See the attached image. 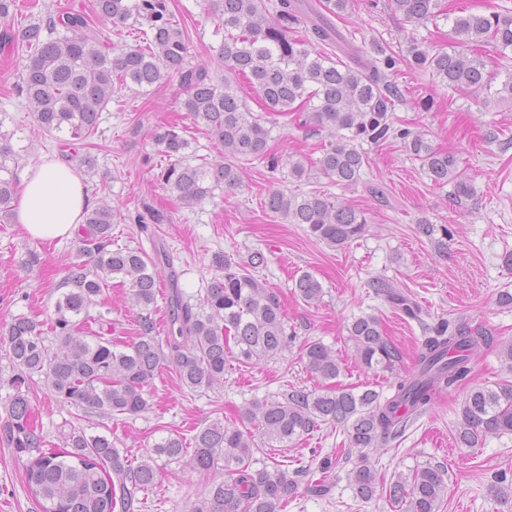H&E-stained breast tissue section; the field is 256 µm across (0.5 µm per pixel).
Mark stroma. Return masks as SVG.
Returning a JSON list of instances; mask_svg holds the SVG:
<instances>
[{
    "mask_svg": "<svg viewBox=\"0 0 512 512\" xmlns=\"http://www.w3.org/2000/svg\"><path fill=\"white\" fill-rule=\"evenodd\" d=\"M177 23L188 36L189 62L216 70L224 28L211 12L208 0H168ZM70 11L87 17L100 42L118 51L144 42L137 28L114 26L95 12V0H16L8 19H0V34L44 19L48 11ZM354 45L368 47L379 41L386 48L404 51L410 39L435 45L450 43V27L412 26L395 13L390 0H354V7L338 22ZM27 55L22 46L0 37V131L11 134L19 169L42 156L69 160L81 175L93 206L111 205L113 247L136 248L153 256L167 253L170 263L163 276H175L185 301L197 303L217 275L221 259L245 261L262 252L266 266L258 274L266 288L280 298L285 324L296 336L276 358L243 367L230 363L224 381L209 389L189 391L173 363L163 362L149 386L151 407L137 416L84 414L63 403L41 378L25 384L34 418L48 447H61L71 428L112 439L121 454L141 461L160 437L177 434L191 438L197 430L219 421L241 425L249 403L300 386L317 388L302 357L306 342L331 347L342 366L344 385L369 384L388 393L396 375L414 363L423 340L422 327L405 321L368 283L383 276L406 291L432 318L460 319L471 328L512 340V307L501 306L498 295L512 290V265L503 257L512 253V105L495 102L438 83L428 72L402 65L397 82L408 87V100L397 106L398 124L424 133L439 148L454 153L472 186L468 197H456L451 187L431 182L421 162L408 156L397 141L364 144L369 163L360 181L345 187L320 174L295 181L287 166L270 169L265 163L241 162L242 183L233 191L214 188L193 206L177 201L163 186L161 169L167 158L154 140L158 126L178 124L188 146L190 162L210 163L224 157L223 145L196 127L183 107L179 78L152 88H124L115 92L100 114L96 134L88 144L63 145L36 125L26 101L17 93ZM433 98L429 111L420 100ZM326 140L313 126L277 124L270 149L285 156L320 157ZM276 189L305 193L320 191L363 211L368 225L348 245L332 248L309 237L302 225L285 223L262 207ZM429 219L433 236L421 230ZM39 260L31 264L28 252ZM78 241L30 238L13 217H0V323L25 315L49 324L59 286L77 260ZM310 272L322 284L324 295L307 305L293 290L294 279ZM91 316H104L113 338L136 337L142 312L127 287L113 284ZM375 314L386 335L403 352L395 373L365 372L347 336L354 317ZM493 347L472 355L471 373L461 385L438 391L427 413L405 434L371 449L378 488L373 500L356 498L346 479L357 457L349 448L342 427L320 425L294 448L275 454L285 471L308 468L318 472L325 459H333L322 496L299 489L285 512H392L388 488L397 473L430 466L445 474L447 493L440 512H512V501H498L492 486L498 475L512 478V434L492 435L476 448L461 447L455 438L460 409L475 387H493L511 379ZM157 484L142 494L140 512H191L206 483L203 474L186 462L159 458ZM11 449L0 442V512H38Z\"/></svg>",
    "mask_w": 512,
    "mask_h": 512,
    "instance_id": "35a3bbf8",
    "label": "stroma"
}]
</instances>
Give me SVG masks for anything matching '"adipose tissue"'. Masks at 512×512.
Listing matches in <instances>:
<instances>
[{
	"label": "adipose tissue",
	"mask_w": 512,
	"mask_h": 512,
	"mask_svg": "<svg viewBox=\"0 0 512 512\" xmlns=\"http://www.w3.org/2000/svg\"><path fill=\"white\" fill-rule=\"evenodd\" d=\"M23 182L14 204L15 221L35 239L71 236L90 207L80 174L44 156L25 169Z\"/></svg>",
	"instance_id": "obj_1"
}]
</instances>
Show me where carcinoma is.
Here are the masks:
<instances>
[{"label":"carcinoma","mask_w":512,"mask_h":512,"mask_svg":"<svg viewBox=\"0 0 512 512\" xmlns=\"http://www.w3.org/2000/svg\"><path fill=\"white\" fill-rule=\"evenodd\" d=\"M390 2L392 10L414 26L449 23L452 49H430L412 39L404 54L379 45L370 52L355 50L324 18L311 22L305 35H291L299 22L300 0H215L224 26V43L217 54L224 77L218 78L204 66L189 65L185 34L166 0H96L97 13L115 26L148 24L147 47L112 54L99 45L84 16L50 14L13 34L14 41L30 49L18 94L46 134L71 143L95 133L115 86L143 89L179 76L186 92L184 107L193 123L224 145V162L193 165L183 153L187 142L176 130L156 133V142L169 157L161 174L164 186L186 206L215 186L239 187L237 161L260 160L272 167L282 163L270 152L271 127L279 116L303 112L319 130L328 132L330 141L313 162L289 157L291 176L300 180L315 170L338 185L353 186L368 164L362 144L398 140L421 161L434 184L451 183L456 196L468 197L472 187L455 154L439 149L422 133L394 125L396 107L406 100V90L394 76L400 64L409 63L448 88L473 95L491 92L512 101V70L500 81V73H491L483 56L469 53L472 47L490 46L499 59L509 58L512 7L503 4L488 15L455 14L448 12L445 0ZM61 29L65 33H59ZM317 43L336 45L340 56L317 51ZM235 77L256 89L264 114L250 110L233 84ZM15 156L10 136L0 132L4 216L17 193ZM264 208L289 224L305 225L307 235L334 247L360 237L368 224L364 213L318 191L274 190L267 194ZM113 217L109 205L86 214L79 252L91 255L93 265L72 268L64 283L67 290L54 304L56 350L45 344L39 325L27 316L0 325V345L22 374L42 376L59 401L86 413L135 416L149 406L147 387L166 349L182 385L195 390L224 382L232 360L240 366L257 364L288 348L292 335L279 297L253 274L265 262L259 252L251 255L244 269L225 261L222 273L195 305L173 289L163 336L147 317L131 343L113 342L101 317L99 330L90 331L85 327L89 308L109 279L121 276L133 302L146 310L155 303L161 277V258L112 248ZM370 287L401 316L425 324L427 312L408 294L394 290L388 279L376 277ZM294 291L308 304L319 302L324 294L309 272L295 280ZM347 332L366 369L390 371L400 361V351L376 316L354 318ZM429 332L414 369L392 384L394 393L386 398L371 388L358 391L336 383L342 371L336 355L320 342L306 343L303 354L310 370L324 381L322 390L295 387L278 399L255 401L245 411L252 428L213 422L196 433L191 453L179 435L170 434L155 441L152 455L134 466L107 436L76 428L65 436L63 447L47 448L32 420L28 396L20 389L0 426V439L23 462L26 483L42 512H137V493L156 485L155 455L176 461L187 457L192 468L208 475L193 512H283L307 471L256 468L255 450H286L317 423L337 424L347 432L350 447L359 449L348 480L356 497L368 502L377 492L369 450L402 434L412 417L427 410L438 389L454 388L467 379L473 350L494 342L486 331L445 318ZM500 434H512V384L472 388L456 426L458 444L475 448L486 437ZM446 491L445 474L422 467L395 476L389 501L399 512H440Z\"/></svg>","instance_id":"cac0c4a2"}]
</instances>
